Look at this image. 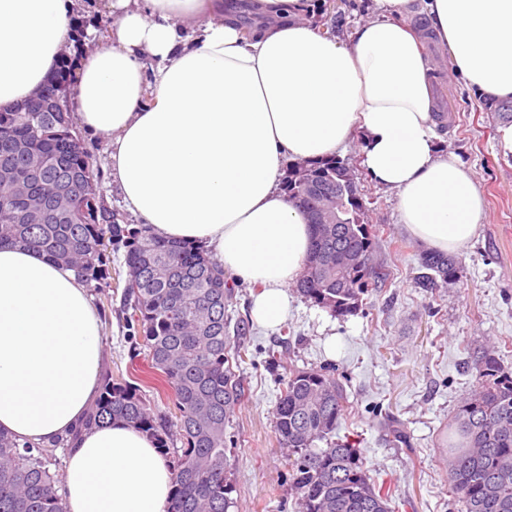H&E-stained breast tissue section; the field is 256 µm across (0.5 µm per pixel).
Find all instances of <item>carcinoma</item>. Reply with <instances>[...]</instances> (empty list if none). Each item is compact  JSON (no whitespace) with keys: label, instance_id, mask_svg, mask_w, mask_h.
Returning a JSON list of instances; mask_svg holds the SVG:
<instances>
[{"label":"carcinoma","instance_id":"obj_1","mask_svg":"<svg viewBox=\"0 0 512 512\" xmlns=\"http://www.w3.org/2000/svg\"><path fill=\"white\" fill-rule=\"evenodd\" d=\"M72 68L33 98L0 110V244L37 249L78 277L109 285L107 261L124 247L123 309L149 349L151 374L169 390L177 421L152 411L133 384L104 380L87 423L122 419L174 448L173 490L166 512H228L233 491L224 458V427L245 396L233 364L246 349L231 346L224 270L200 246L169 241L146 224L121 225L103 204L90 157L76 135L67 96ZM306 176L331 200L299 188ZM352 177L336 157L293 163L284 177L288 202L307 220L339 206L344 224H314L311 247L296 281L298 293L339 319L359 313L376 271L377 230L358 199L342 195ZM417 287L428 291L458 274L454 258L420 257ZM477 389L464 397L449 428L448 483L459 512H512V371L491 345L471 357ZM348 409L333 371L293 369L274 414L277 442L288 451V482L298 512H394L392 482L370 479L360 449L332 440ZM323 441L324 448L315 447ZM44 451L0 433V512H64L60 479Z\"/></svg>","mask_w":512,"mask_h":512}]
</instances>
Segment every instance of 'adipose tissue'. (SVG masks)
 <instances>
[{"label": "adipose tissue", "instance_id": "1", "mask_svg": "<svg viewBox=\"0 0 512 512\" xmlns=\"http://www.w3.org/2000/svg\"><path fill=\"white\" fill-rule=\"evenodd\" d=\"M414 0H373L349 41L302 0H104L113 18L75 70V116L106 139L127 211L203 245L256 285L253 321L290 311L312 230L280 187L284 162L336 155L351 133L422 246L458 251L483 216L469 174L442 154ZM453 68L489 100L512 97V0H423ZM76 0H0V110L32 98L74 46ZM257 22L244 31L242 19ZM103 323L75 271L0 245V432L67 445L66 512H165L172 471L149 434L87 424Z\"/></svg>", "mask_w": 512, "mask_h": 512}]
</instances>
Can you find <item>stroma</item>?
I'll return each mask as SVG.
<instances>
[{
  "label": "stroma",
  "instance_id": "stroma-1",
  "mask_svg": "<svg viewBox=\"0 0 512 512\" xmlns=\"http://www.w3.org/2000/svg\"><path fill=\"white\" fill-rule=\"evenodd\" d=\"M421 44L433 66L439 148L471 174L484 217L455 254L457 278L428 292L417 288L424 248L401 224L395 194L367 175L359 136L349 137L339 156L353 165L368 221L377 228L373 262L382 283L359 314L344 320L289 291L287 320L268 329L250 317L251 289L236 285L226 311L242 326L247 360L237 373L246 396L224 430L234 485L229 512H298L273 410L289 368L319 366L333 370L349 396L337 439L356 442L372 480H394L400 512H455L445 452L457 405L477 385L469 358L492 343L512 367V154L502 152L500 122L483 94L455 72L447 49L427 35ZM125 277L123 255L115 253L111 287L91 291L104 324L105 370L116 383L135 382L148 354L125 319ZM271 349L280 355L273 367L266 362ZM391 419L401 422L408 444L391 443Z\"/></svg>",
  "mask_w": 512,
  "mask_h": 512
}]
</instances>
